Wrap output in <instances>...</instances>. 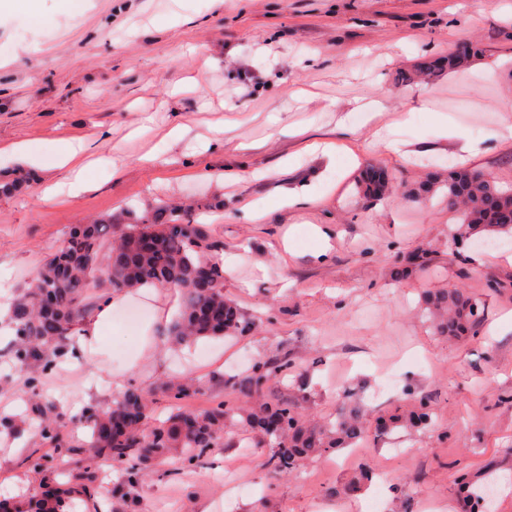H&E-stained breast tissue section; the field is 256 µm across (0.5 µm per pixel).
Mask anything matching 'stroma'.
I'll return each instance as SVG.
<instances>
[{"mask_svg":"<svg viewBox=\"0 0 512 512\" xmlns=\"http://www.w3.org/2000/svg\"><path fill=\"white\" fill-rule=\"evenodd\" d=\"M40 14L0 23V145L22 143L40 158L26 169L22 192L0 197V303L30 285L72 226L207 196L224 208L200 223L239 257L224 295L253 322L237 338L190 346L157 329L167 358L132 369L137 339L125 310L146 318L176 295L114 309L104 370L82 355L38 377L74 440L87 439L89 386L112 400L129 389L148 394L163 419L162 379H200L206 395L184 403L197 412L226 399L230 365L245 371L281 353L295 370L273 395L314 423L357 412L366 430L295 474L262 468L269 447L243 426L197 467L172 458L134 483L127 465L96 459V492L75 512H170L175 503L181 512H367L374 501L379 512H463L461 466L476 488L494 483L490 512H512V404L501 401L512 391V266L495 257L499 248L512 252V237L495 235L492 249L475 243L465 257H450L458 217L447 196H411L420 182L448 175L443 115L480 140L473 169L512 190V146L497 138L512 106V0H79L69 11L60 0H40ZM470 42L484 53L468 70L427 76L448 50ZM228 54L247 56L251 73L225 67ZM363 100L377 102L376 119L359 118ZM343 119L356 135L340 128ZM176 127L179 137H170ZM386 127L400 152L378 141ZM60 140L81 146L90 164L92 187L76 197L71 169L55 165ZM327 141L350 147L357 166L303 150ZM370 165L383 169L390 188L363 200L354 182ZM47 183L58 191L51 201L42 198ZM307 184L317 187L313 205L277 209ZM256 206L266 210L263 222L246 216ZM310 224L336 227L328 261L314 255ZM421 249L435 250L437 260L396 276L400 258ZM480 251L486 263L471 265ZM490 280L503 290L487 293ZM460 287L484 304L478 335L434 336L421 294ZM28 377L9 340L0 341V414H24ZM411 390L430 394L432 426L381 434L378 416ZM38 428L27 416L20 431L0 436V500L27 502L50 485L24 461ZM361 465L374 477L349 490ZM130 496L136 507H128Z\"/></svg>","mask_w":512,"mask_h":512,"instance_id":"obj_1","label":"stroma"}]
</instances>
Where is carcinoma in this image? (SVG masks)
I'll list each match as a JSON object with an SVG mask.
<instances>
[{
	"instance_id": "carcinoma-1",
	"label": "carcinoma",
	"mask_w": 512,
	"mask_h": 512,
	"mask_svg": "<svg viewBox=\"0 0 512 512\" xmlns=\"http://www.w3.org/2000/svg\"><path fill=\"white\" fill-rule=\"evenodd\" d=\"M471 60L469 55L450 51L443 62L451 72L466 67ZM26 184L27 176L18 173L0 183V194L11 195ZM446 187L448 203L458 206L454 248L480 231L512 230V220L505 214L512 210V191L501 190L495 182L465 168L448 171ZM223 251V242L194 219L189 206L161 203L139 216L130 213L123 222L107 216L74 226L64 244L42 266L36 281L12 304L17 331L12 346L15 361L24 369L52 370L90 314L95 299L110 292L132 291L145 283L179 294L180 315L170 329L178 343L248 332L252 323L224 299ZM424 302L434 315L435 334L477 335L484 316L478 299L461 290L438 289L426 292ZM292 369L284 355L258 361L241 376H228L225 387L229 394L249 392L256 397V404L238 412L219 402L197 414V424L189 430L183 427L187 411L181 401L201 392L200 380L173 376L163 382L160 391L173 412L167 420L154 424L150 423L148 398L129 389L109 410L85 415L90 439L81 445L72 442L54 405L37 403L33 412L40 420V430L28 463L44 471L56 456L89 454L129 465L134 478L139 466L176 451L185 466L194 467L224 443V433L238 422L268 443L265 466L294 471L311 458L354 442L362 428L352 416L317 428L309 425L288 400H265V389ZM432 415L430 397L419 391L404 407L380 416L378 429L423 428L431 425ZM92 483L93 473L79 468L68 473V487L29 503V508L33 512H68L76 494L91 496Z\"/></svg>"
}]
</instances>
